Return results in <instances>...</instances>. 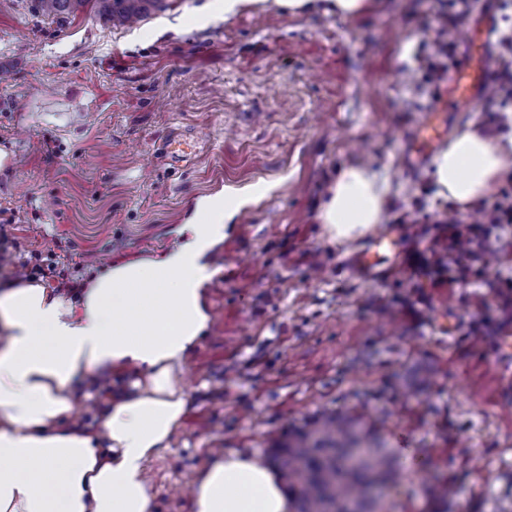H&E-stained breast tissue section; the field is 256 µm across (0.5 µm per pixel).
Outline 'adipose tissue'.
Masks as SVG:
<instances>
[{
  "instance_id": "1",
  "label": "adipose tissue",
  "mask_w": 512,
  "mask_h": 512,
  "mask_svg": "<svg viewBox=\"0 0 512 512\" xmlns=\"http://www.w3.org/2000/svg\"><path fill=\"white\" fill-rule=\"evenodd\" d=\"M438 195L467 210L512 167V139L477 128L433 159ZM386 191L364 164L339 168L316 218L329 240L350 243L381 224ZM208 220L153 258L102 266L80 301L43 281L0 291V512H153L149 461L169 448L187 399L180 374L210 314L203 258L223 240L236 204H199ZM132 374L112 392L113 377ZM97 383L94 421L78 423L75 381ZM191 512H289L277 473L256 454L210 455Z\"/></svg>"
}]
</instances>
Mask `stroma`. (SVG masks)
Masks as SVG:
<instances>
[{"label": "stroma", "mask_w": 512, "mask_h": 512, "mask_svg": "<svg viewBox=\"0 0 512 512\" xmlns=\"http://www.w3.org/2000/svg\"><path fill=\"white\" fill-rule=\"evenodd\" d=\"M448 0H382L339 19L274 0H168L131 26L86 12L47 17L0 0V211L13 214L0 285L52 267L50 287L101 260L159 255L200 199L244 204L207 254L213 321L190 352L187 412L148 464L154 512H191L212 449L268 458L322 408L380 413L400 449L386 512H512V403L499 397L494 334L512 328V224L438 196L431 165L403 168L404 137L448 82L425 83ZM448 115L512 137V114ZM205 143L174 168L156 147ZM364 163L388 187L383 226L404 254L366 282L336 270L364 246L322 236L317 208L337 168ZM267 193L250 199L251 190ZM469 235L454 249L448 224ZM445 284H438L439 276ZM448 483L450 499L427 490Z\"/></svg>", "instance_id": "stroma-1"}]
</instances>
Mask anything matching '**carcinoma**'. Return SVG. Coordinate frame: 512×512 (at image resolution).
<instances>
[{"mask_svg": "<svg viewBox=\"0 0 512 512\" xmlns=\"http://www.w3.org/2000/svg\"><path fill=\"white\" fill-rule=\"evenodd\" d=\"M91 1L114 21L138 18L165 5V0H37V7L45 15L63 16ZM270 454L288 484L289 512H381L398 466L373 420L330 410L289 430Z\"/></svg>", "mask_w": 512, "mask_h": 512, "instance_id": "obj_1", "label": "carcinoma"}]
</instances>
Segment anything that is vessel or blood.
Listing matches in <instances>:
<instances>
[{"mask_svg": "<svg viewBox=\"0 0 512 512\" xmlns=\"http://www.w3.org/2000/svg\"><path fill=\"white\" fill-rule=\"evenodd\" d=\"M495 22L485 17L479 38H468L465 46L469 57L466 65L455 69L450 75L454 93L444 102L433 105L425 112L416 127L409 133L406 143L405 164L408 169L421 168L435 147L448 132V111L473 112L479 105L478 92L491 77L488 46L494 34ZM201 139L177 134L166 139L158 152L165 161L177 166L191 161L198 153ZM401 235L397 227L391 226L372 238L361 251L350 255L344 262L347 271L361 279L373 281L380 277L379 256L385 252L398 253Z\"/></svg>", "mask_w": 512, "mask_h": 512, "instance_id": "vessel-or-blood-1", "label": "vessel or blood"}]
</instances>
